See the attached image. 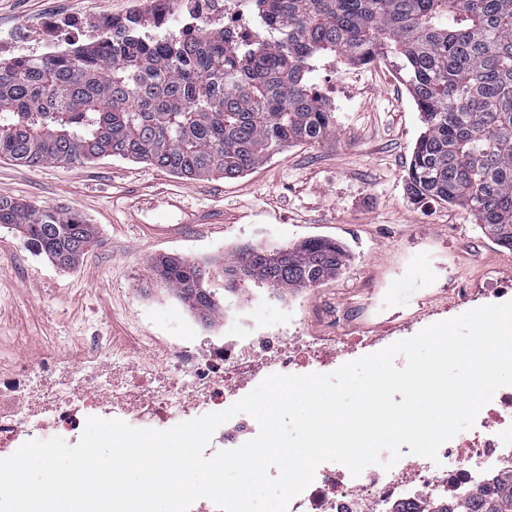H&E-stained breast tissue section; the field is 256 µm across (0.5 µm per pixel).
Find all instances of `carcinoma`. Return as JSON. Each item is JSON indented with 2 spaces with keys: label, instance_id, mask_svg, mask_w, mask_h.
Returning <instances> with one entry per match:
<instances>
[{
  "label": "carcinoma",
  "instance_id": "cac0c4a2",
  "mask_svg": "<svg viewBox=\"0 0 512 512\" xmlns=\"http://www.w3.org/2000/svg\"><path fill=\"white\" fill-rule=\"evenodd\" d=\"M269 47L224 54V35L150 39L151 13L115 26L106 47L0 63V158L28 165L101 157L137 160L186 178L250 171L299 143L335 133L311 82L323 57H392L421 113L405 178L410 199L463 210L512 249V0H254ZM0 227L62 268L96 227L60 208L0 199ZM348 254L308 238L277 250L243 247L225 269L238 284L300 290L336 276ZM155 276L206 317L205 270L158 255ZM421 512H512V472L465 502Z\"/></svg>",
  "mask_w": 512,
  "mask_h": 512
}]
</instances>
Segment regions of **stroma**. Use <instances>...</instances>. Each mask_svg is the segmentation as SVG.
Instances as JSON below:
<instances>
[{"label": "stroma", "mask_w": 512, "mask_h": 512, "mask_svg": "<svg viewBox=\"0 0 512 512\" xmlns=\"http://www.w3.org/2000/svg\"><path fill=\"white\" fill-rule=\"evenodd\" d=\"M145 0H0V35L38 36L50 16L89 23L143 11ZM313 83L336 110V132L297 145L236 178L184 179L121 158L19 165L0 158V198L80 213L95 244L63 270L0 229V351L36 359L52 350L82 361L91 337L138 358L183 336H220L224 324L189 310L151 271L175 254L205 266L218 305L253 319L294 309L313 336H412L466 312L458 289L489 280L512 289V249L483 235L460 209L411 202L406 170L423 129L392 59L316 68ZM310 237L344 245L345 268L296 292L227 291L225 267L246 246L276 248ZM345 315L336 325L326 314Z\"/></svg>", "instance_id": "stroma-1"}]
</instances>
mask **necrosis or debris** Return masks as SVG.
Wrapping results in <instances>:
<instances>
[{
  "label": "necrosis or debris",
  "instance_id": "obj_1",
  "mask_svg": "<svg viewBox=\"0 0 512 512\" xmlns=\"http://www.w3.org/2000/svg\"><path fill=\"white\" fill-rule=\"evenodd\" d=\"M181 13L183 28L223 33L226 53L259 43L251 0H182ZM42 28L49 51L78 30L98 46L112 39L111 26L79 20L47 18ZM376 344V338L354 336L340 346L334 337L307 335L295 319L262 322L221 342L178 338L160 359L104 356L97 336L83 365L53 355L17 361L0 373V458L49 434L77 444L91 417L166 430L228 408L269 375L330 373L338 357L360 358ZM258 431L257 422L238 414L215 430L205 453L239 447ZM511 465L512 386H504L471 429L440 447L437 460L414 455L389 470L366 467L356 477L334 463L321 464L287 512H400L405 506L419 512Z\"/></svg>",
  "mask_w": 512,
  "mask_h": 512
}]
</instances>
